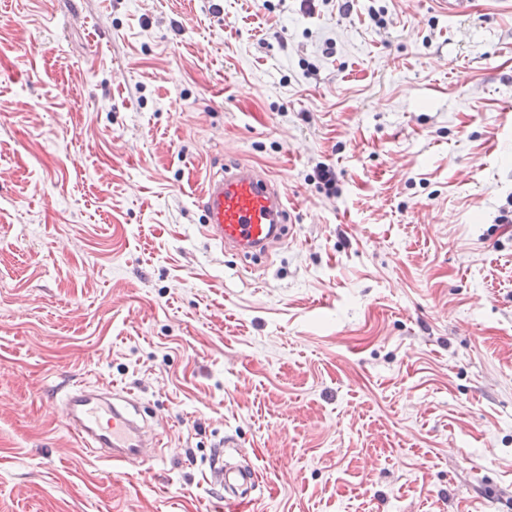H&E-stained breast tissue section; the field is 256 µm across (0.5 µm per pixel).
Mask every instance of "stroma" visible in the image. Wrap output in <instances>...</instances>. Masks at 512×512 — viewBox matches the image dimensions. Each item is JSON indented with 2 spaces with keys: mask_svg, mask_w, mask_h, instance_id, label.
I'll return each mask as SVG.
<instances>
[{
  "mask_svg": "<svg viewBox=\"0 0 512 512\" xmlns=\"http://www.w3.org/2000/svg\"><path fill=\"white\" fill-rule=\"evenodd\" d=\"M105 386L162 457L80 448ZM220 452L263 512H512V0H0V512H222ZM197 205L208 236L226 251L261 258L285 236L288 199L263 169L246 164L209 175ZM220 462V455H218L213 467L210 468L209 477L205 475V480L210 484L216 482L224 484V489L230 496H224L225 502L237 498V495H248L254 492L255 487L258 486V480L252 467H225L224 469L223 460L222 464ZM217 464H220V466L217 467Z\"/></svg>",
  "mask_w": 512,
  "mask_h": 512,
  "instance_id": "stroma-1",
  "label": "stroma"
}]
</instances>
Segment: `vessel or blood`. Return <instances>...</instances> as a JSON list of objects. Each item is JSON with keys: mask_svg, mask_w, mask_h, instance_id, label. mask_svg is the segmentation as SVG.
Returning <instances> with one entry per match:
<instances>
[{"mask_svg": "<svg viewBox=\"0 0 512 512\" xmlns=\"http://www.w3.org/2000/svg\"><path fill=\"white\" fill-rule=\"evenodd\" d=\"M197 204L208 236L224 250L244 258L265 256L285 236L288 199L263 169L237 164L207 177ZM70 427L82 448L109 462H125L145 451V431L124 406L92 392L67 399ZM209 482L229 496L248 495L258 485L253 468L210 469Z\"/></svg>", "mask_w": 512, "mask_h": 512, "instance_id": "b4317fda", "label": "vessel or blood"}]
</instances>
